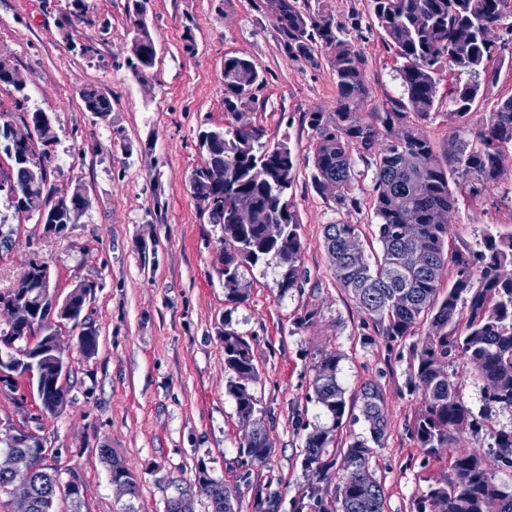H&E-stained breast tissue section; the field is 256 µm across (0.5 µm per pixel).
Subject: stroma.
I'll list each match as a JSON object with an SVG mask.
<instances>
[{
    "instance_id": "obj_1",
    "label": "stroma",
    "mask_w": 512,
    "mask_h": 512,
    "mask_svg": "<svg viewBox=\"0 0 512 512\" xmlns=\"http://www.w3.org/2000/svg\"><path fill=\"white\" fill-rule=\"evenodd\" d=\"M325 3L336 24L366 60L368 107L403 97L400 63L382 40L369 0ZM85 23L68 24L66 0H0V53L31 82L25 110L46 112L53 125L57 193L82 187L89 205L66 232L45 231L14 212L0 192V224L13 228V246L0 254V292H7L31 260L48 264L58 296L81 281L96 288L85 311L98 331V349L85 357L78 330L65 324L59 339L69 372L68 403L54 416L25 379L0 387V431L37 435L62 473L84 483L82 512H118L100 457L111 449L137 476V512H165L168 499L193 485L199 469L240 485L238 512H256V487L278 493V512H320L341 487L302 465L308 432L330 417L314 401L312 367L322 352L340 359L338 381L358 399L365 383L384 398L387 433L370 464L381 481L385 512H417L429 487L448 475V451L418 448L411 425L420 396L408 385L410 340L389 341L341 288L323 242L325 225H360L365 254L378 253L371 208L372 177L363 162L352 195L337 207L311 182L315 141L307 113L333 111L336 82L329 61L313 67L288 57L264 0H148L147 25L157 57L146 77L129 66L127 32L132 0H89ZM192 33L194 53L184 49ZM250 57L265 83L244 113L266 145L287 142L295 158L291 203L300 224L301 287L280 292L275 259L246 269L249 297L224 294V230L201 214L188 177L201 164L199 133L224 127L225 56ZM97 89L112 110L85 111L81 92ZM512 233V175L480 202L460 201L448 228L453 249H479L486 231ZM251 343L259 369L253 387L273 451L264 466L242 463V427L226 392L224 332ZM458 394L482 422L462 435L481 449L499 481L512 485V468L496 456L495 436L512 430V408H486L477 369L452 361ZM248 485H241L242 476Z\"/></svg>"
}]
</instances>
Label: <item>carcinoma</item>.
Listing matches in <instances>:
<instances>
[{
    "label": "carcinoma",
    "mask_w": 512,
    "mask_h": 512,
    "mask_svg": "<svg viewBox=\"0 0 512 512\" xmlns=\"http://www.w3.org/2000/svg\"><path fill=\"white\" fill-rule=\"evenodd\" d=\"M383 41L401 60L400 73L405 97L389 99L370 112L362 111L368 91L363 69L366 61L345 37L325 9L311 10L308 0H281L274 16L283 35L288 55L317 67L319 55L326 54L336 80L338 97L331 113L309 112L307 124L314 132L312 181L319 191L323 184H336L333 200L357 204L350 197L356 181L355 159L359 156L372 171L371 206L376 237L381 252L374 259L351 257L347 241L360 237L357 224L336 222L324 225V248L336 282L347 291L359 310L378 331L391 341L403 340L426 326V332L411 349L408 383L421 395L412 426L417 446L434 454L448 449V478L432 485L417 512H484L487 499L496 497L501 512H512V486L496 479L484 456L458 447L460 434L479 427L461 402L454 381L437 365L462 358L473 364L484 381L488 406L512 408V235L492 232L483 238L479 250L448 252V226L436 222L441 210L453 211L459 200L481 199L500 182V169L512 162V96L501 99L478 122L469 120L472 106L486 87L499 79L496 62L512 50V23L509 37L493 48L485 44L484 28L512 18V0H370ZM132 70L146 76L156 62L155 41L139 19L128 32ZM448 69L472 80L456 83L448 90L453 110L448 113L452 134L448 145L438 151L417 127L435 110L442 71ZM224 111L242 115L254 100V91L263 77L253 60L243 55L224 56ZM85 109L93 113L112 110L104 93L85 89L81 93ZM33 135L30 143L15 151L14 177L32 186L26 196L10 200L15 212L39 209L45 227L61 232L78 221L88 199L76 193L66 210H53L50 150L39 146L41 125L48 120L42 111L20 112ZM199 137L212 139L210 154L192 170L189 183L201 209L211 223L224 227V293L235 303L244 302L249 291L237 284L243 269L254 267L273 256L278 259L280 292L300 287L302 243L299 222L288 194L295 181V162L286 142L272 146L261 143V130L242 125L204 130ZM246 207L255 214V223L239 224L235 213ZM422 251L413 268L402 265L401 256L411 248ZM456 278L448 288L442 281L448 266ZM43 270H27L5 292L0 301L20 302L28 307L30 318L41 322L51 299L40 288ZM97 288L87 282V294L73 296L63 309L62 320L70 311L84 306L86 295ZM22 345L18 356L40 366L43 406L59 411L67 403L66 389L53 373L45 337L34 344L18 336ZM98 347V333L81 329L80 351L91 356ZM334 352L320 355L313 366V394L332 419L329 427H318L305 441L304 466L323 471L321 459L335 441V431L346 414L345 391L337 377L326 379L323 370L338 371ZM224 370L228 374L226 392L234 398L239 420L256 429V438L240 447L243 463L251 467L266 464L272 447L268 430L257 418L260 410L253 393L259 370L251 343L244 336L224 330ZM360 411L369 427V437L349 443L341 458L342 489L339 512H384L385 496L381 482L370 467L371 446L382 447L387 431L384 399L378 386L368 383L360 393ZM495 448L501 458L512 463V431L496 435ZM111 477L127 481L138 490L135 475L112 454L100 449ZM28 483L35 502L34 512H55L63 499L71 512H82L83 483L61 482L43 468L27 477L0 474V503L8 504L15 483ZM200 491L208 498V512H236L239 486L202 474ZM257 512H275L277 493L257 490Z\"/></svg>",
    "instance_id": "1"
}]
</instances>
